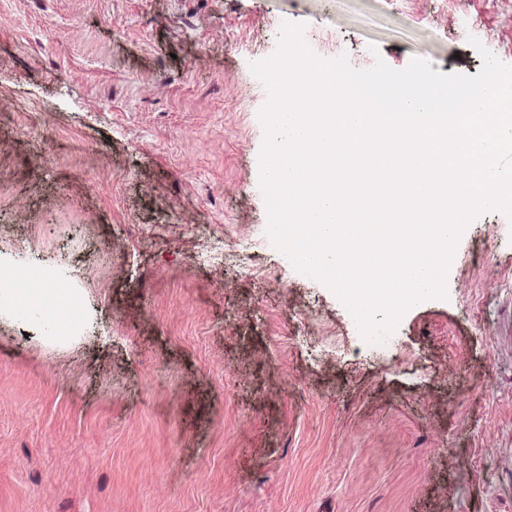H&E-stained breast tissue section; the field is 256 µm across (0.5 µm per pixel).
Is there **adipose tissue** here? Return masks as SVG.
<instances>
[{
  "instance_id": "adipose-tissue-1",
  "label": "adipose tissue",
  "mask_w": 512,
  "mask_h": 512,
  "mask_svg": "<svg viewBox=\"0 0 512 512\" xmlns=\"http://www.w3.org/2000/svg\"><path fill=\"white\" fill-rule=\"evenodd\" d=\"M39 288L20 287L16 278L0 279V315L36 321L51 341L69 342L75 331L79 312L77 291L58 285L56 274L40 272Z\"/></svg>"
}]
</instances>
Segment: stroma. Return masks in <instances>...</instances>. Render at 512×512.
Wrapping results in <instances>:
<instances>
[{"label": "stroma", "instance_id": "1", "mask_svg": "<svg viewBox=\"0 0 512 512\" xmlns=\"http://www.w3.org/2000/svg\"><path fill=\"white\" fill-rule=\"evenodd\" d=\"M359 69L512 65L497 0H0V252L81 289L0 319V512H512V220L368 343L267 234L283 23ZM27 275L40 280L46 288H19L15 271L8 279L0 278V315L34 320L49 340L69 342L74 337L79 312L77 289L58 288L54 273L34 269Z\"/></svg>", "mask_w": 512, "mask_h": 512}]
</instances>
